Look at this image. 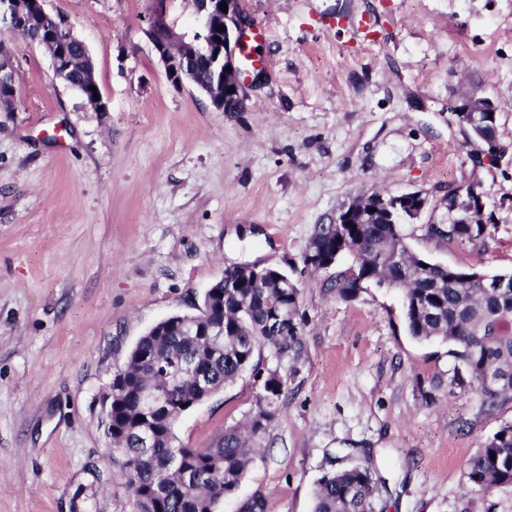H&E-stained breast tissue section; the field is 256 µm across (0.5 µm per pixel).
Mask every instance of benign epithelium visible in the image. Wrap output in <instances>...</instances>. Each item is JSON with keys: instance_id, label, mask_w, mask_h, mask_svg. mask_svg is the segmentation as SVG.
I'll return each mask as SVG.
<instances>
[{"instance_id": "1", "label": "benign epithelium", "mask_w": 512, "mask_h": 512, "mask_svg": "<svg viewBox=\"0 0 512 512\" xmlns=\"http://www.w3.org/2000/svg\"><path fill=\"white\" fill-rule=\"evenodd\" d=\"M223 3L227 4L225 12L220 9ZM164 4L165 0H154L151 21L144 34L163 64L169 81L176 87L183 85V65L180 64L182 55L201 57L210 73L206 94L212 104L224 112L239 111L242 87L238 77L237 54L243 46L246 29L249 27L241 0H197L202 33L196 35V46L183 44L177 33L166 23ZM0 18L8 20L12 31H19L25 25L23 0H0ZM219 26L224 27V31H217ZM68 30L70 25L63 19L47 36V43L52 49L53 69L57 76L66 73L69 68L70 55L66 49ZM449 106L458 122L468 129L471 141L498 147L494 126L498 106L493 99L479 93L466 97L457 96L451 99ZM468 197L482 199L476 185L470 184L465 187L464 192L458 194L452 211L462 213L457 218L459 222H467L469 209L466 208L465 199ZM393 202L402 205L403 217L406 220L416 218L422 210L417 196L400 194L393 198Z\"/></svg>"}]
</instances>
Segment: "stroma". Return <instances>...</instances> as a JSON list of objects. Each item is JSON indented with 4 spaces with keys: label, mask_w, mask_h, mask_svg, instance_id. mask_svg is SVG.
<instances>
[{
    "label": "stroma",
    "mask_w": 512,
    "mask_h": 512,
    "mask_svg": "<svg viewBox=\"0 0 512 512\" xmlns=\"http://www.w3.org/2000/svg\"><path fill=\"white\" fill-rule=\"evenodd\" d=\"M152 0H45L85 44L106 111L55 80L38 44L0 22L15 97L0 109V512H135L100 397L137 339L189 313L225 270L261 263L300 290L303 349L261 457L220 512H312L325 471L370 463L377 512H512V488L463 495L470 459L512 399L454 384L448 343L410 336L403 291L325 285L355 263L304 264L317 227L379 190L429 202L411 250L459 269L512 271V0H243L267 64L239 59L241 111L174 88L144 30ZM481 87L502 152L475 165L448 102ZM478 184L484 242H448L450 189ZM249 375L184 412L207 447L257 409Z\"/></svg>",
    "instance_id": "35a3bbf8"
}]
</instances>
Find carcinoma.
Wrapping results in <instances>:
<instances>
[{"label": "carcinoma", "instance_id": "carcinoma-1", "mask_svg": "<svg viewBox=\"0 0 512 512\" xmlns=\"http://www.w3.org/2000/svg\"><path fill=\"white\" fill-rule=\"evenodd\" d=\"M51 26L38 8L27 18L25 36L38 43ZM185 68L195 85L208 81L201 61ZM69 80L84 98L93 96L92 69L81 64L71 69ZM371 195L386 204L366 214L363 223L342 225L341 238L332 234V225L321 224L309 241L307 250L314 255L344 247L357 257V267L337 274L328 291L352 300L370 284L403 289L411 335L452 343V354L489 404L512 398V274L499 288L501 273L464 280L459 269L428 262L409 248L400 222L390 217L389 195L378 190ZM473 209V223L432 224L431 233L450 242L483 238L484 207L476 201ZM237 279V271L224 272V300L213 301L197 329L178 324L140 337L112 373V411L104 417L112 426L108 457L119 455L137 512H219L256 458L254 443L265 440L277 424L276 404L286 381L255 356L264 347L277 359L300 354V289L281 283L275 271L259 284L247 280L238 286ZM214 322L224 324V335H205ZM246 371L261 389L247 431L226 428L206 448L177 443L176 421L200 397L197 375L204 374L214 394ZM147 431L153 443L143 448L138 435ZM378 485L367 466L335 468L317 481L312 512H376ZM507 487H512V424L502 426L470 460L462 491Z\"/></svg>", "mask_w": 512, "mask_h": 512}]
</instances>
